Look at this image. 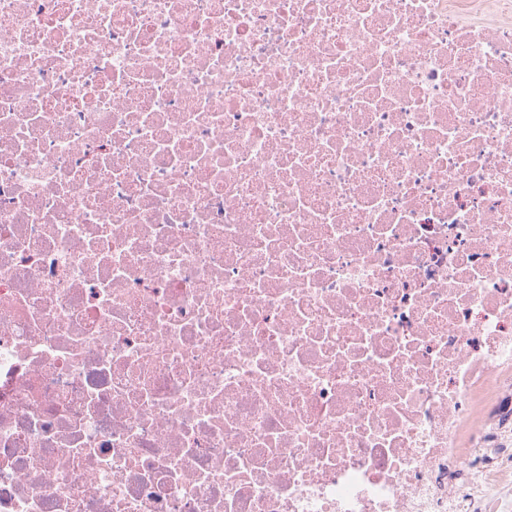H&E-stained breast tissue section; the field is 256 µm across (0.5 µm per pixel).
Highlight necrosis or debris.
I'll list each match as a JSON object with an SVG mask.
<instances>
[{"instance_id": "4bbe7bcc", "label": "necrosis or debris", "mask_w": 512, "mask_h": 512, "mask_svg": "<svg viewBox=\"0 0 512 512\" xmlns=\"http://www.w3.org/2000/svg\"><path fill=\"white\" fill-rule=\"evenodd\" d=\"M0 512H512V0H0Z\"/></svg>"}]
</instances>
